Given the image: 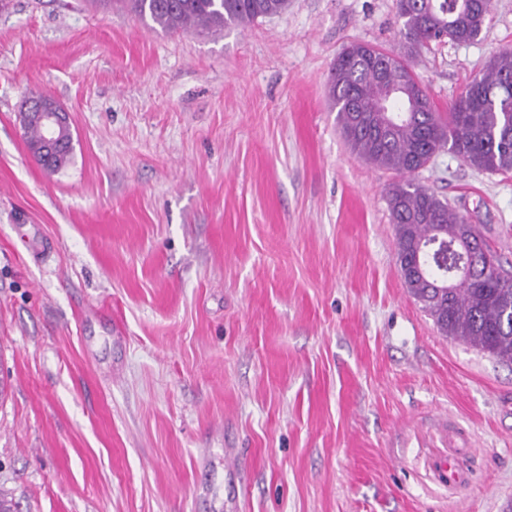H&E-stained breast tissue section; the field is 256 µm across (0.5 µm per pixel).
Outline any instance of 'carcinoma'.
<instances>
[{"mask_svg": "<svg viewBox=\"0 0 512 512\" xmlns=\"http://www.w3.org/2000/svg\"><path fill=\"white\" fill-rule=\"evenodd\" d=\"M142 22L165 32L222 30L281 13L288 0H119ZM403 20L406 50L393 56L385 76L376 64L388 52L369 44H350L336 57L329 98L340 130L353 150L374 166L393 171L401 181L388 191L400 276L410 295L432 317L441 333L512 364V277L491 254L479 248L432 253V274H448L469 264L471 277L438 295L427 280L415 276V247L436 235L448 243L459 238L483 241L476 227L447 203L414 182V176L442 149L469 165L491 172H512V50L493 58L464 87L447 116L437 112L415 72L413 57L432 42L474 40L485 26L490 0H396ZM422 100L418 111L390 127L382 124L379 106L392 88ZM26 141L42 168L56 172L70 160L71 129L49 162L41 159L44 129L39 109L21 107Z\"/></svg>", "mask_w": 512, "mask_h": 512, "instance_id": "1", "label": "carcinoma"}]
</instances>
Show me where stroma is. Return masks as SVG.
Listing matches in <instances>:
<instances>
[{
    "instance_id": "stroma-1",
    "label": "stroma",
    "mask_w": 512,
    "mask_h": 512,
    "mask_svg": "<svg viewBox=\"0 0 512 512\" xmlns=\"http://www.w3.org/2000/svg\"><path fill=\"white\" fill-rule=\"evenodd\" d=\"M396 0H288L166 33L87 0H0V493L17 512H507L512 365L407 292L387 192L329 99ZM512 0L414 68L442 113ZM71 117L48 174L22 102ZM417 182L512 273V172ZM46 243L33 256L29 243Z\"/></svg>"
}]
</instances>
